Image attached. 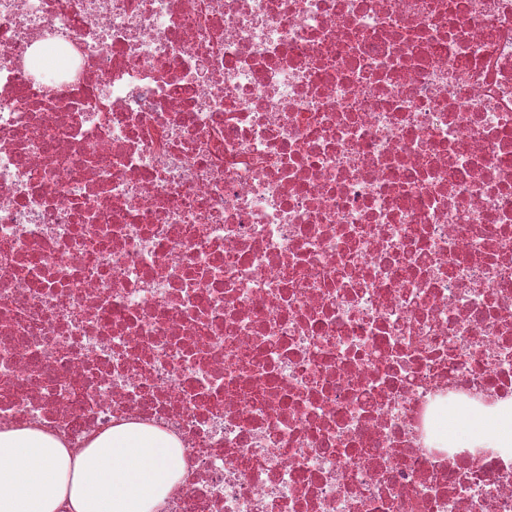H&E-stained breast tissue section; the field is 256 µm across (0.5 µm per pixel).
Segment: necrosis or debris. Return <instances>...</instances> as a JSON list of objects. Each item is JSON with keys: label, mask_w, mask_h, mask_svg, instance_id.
Segmentation results:
<instances>
[{"label": "necrosis or debris", "mask_w": 512, "mask_h": 512, "mask_svg": "<svg viewBox=\"0 0 512 512\" xmlns=\"http://www.w3.org/2000/svg\"><path fill=\"white\" fill-rule=\"evenodd\" d=\"M512 0H0V429L165 427V512H512ZM448 430L454 439L467 447H512V420L487 421L465 413H451Z\"/></svg>", "instance_id": "obj_1"}]
</instances>
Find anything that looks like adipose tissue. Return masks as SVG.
<instances>
[{"instance_id":"adipose-tissue-1","label":"adipose tissue","mask_w":512,"mask_h":512,"mask_svg":"<svg viewBox=\"0 0 512 512\" xmlns=\"http://www.w3.org/2000/svg\"><path fill=\"white\" fill-rule=\"evenodd\" d=\"M458 442L512 447V420L448 417ZM183 471L175 436L124 423L76 451L39 427L0 429V512H162Z\"/></svg>"}]
</instances>
